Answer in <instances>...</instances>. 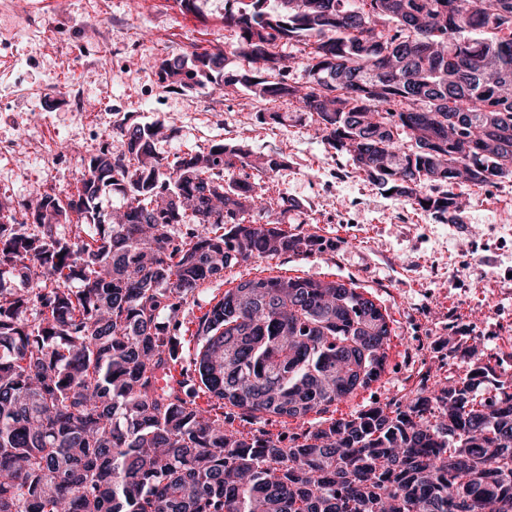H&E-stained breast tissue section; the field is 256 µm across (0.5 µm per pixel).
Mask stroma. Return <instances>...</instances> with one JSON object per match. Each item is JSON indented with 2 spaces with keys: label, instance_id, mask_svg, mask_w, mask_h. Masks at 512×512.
I'll return each instance as SVG.
<instances>
[{
  "label": "stroma",
  "instance_id": "stroma-1",
  "mask_svg": "<svg viewBox=\"0 0 512 512\" xmlns=\"http://www.w3.org/2000/svg\"><path fill=\"white\" fill-rule=\"evenodd\" d=\"M0 6V211H20L44 195L75 192L82 160L101 147L121 152L117 121L163 123L155 143L164 159L226 143L285 164L270 182L301 203L286 231L311 232L328 247L310 255L252 258L203 284L181 318L192 358L198 320L225 291L265 277L354 283L385 315L388 365L370 388L327 411L294 419L231 406L224 425L244 433L300 434L330 420L400 400L426 375L463 372L458 346H476L499 380L512 384V182L468 191L463 212L439 219L370 183L349 156L336 154L309 113L286 100L226 92L174 91L156 61L223 48L239 67L236 35L224 25L225 0H198L194 13L174 0H15ZM280 112V124L260 123ZM41 152H34L31 140Z\"/></svg>",
  "mask_w": 512,
  "mask_h": 512
}]
</instances>
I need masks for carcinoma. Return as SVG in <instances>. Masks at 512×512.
I'll return each instance as SVG.
<instances>
[{
    "label": "carcinoma",
    "instance_id": "carcinoma-1",
    "mask_svg": "<svg viewBox=\"0 0 512 512\" xmlns=\"http://www.w3.org/2000/svg\"><path fill=\"white\" fill-rule=\"evenodd\" d=\"M226 0L243 61L224 50L158 65L167 86L240 84L289 97L384 191L439 217L457 186L512 179V0ZM421 16L420 31L407 20ZM303 42L291 85L281 47ZM467 122L448 128V114ZM162 125L117 124L126 150L89 158L76 192L0 212V512H512V392L476 360L464 376L276 439L224 430L204 392L252 413H321L385 372L388 322L364 294L312 276L260 278L199 318L176 384L179 316L251 257L323 249L280 220L300 205L264 176L276 155L216 144L166 162ZM429 182L449 190L421 194ZM122 195L124 211L101 210ZM72 225L60 237V223ZM182 226L180 232L174 226Z\"/></svg>",
    "mask_w": 512,
    "mask_h": 512
}]
</instances>
